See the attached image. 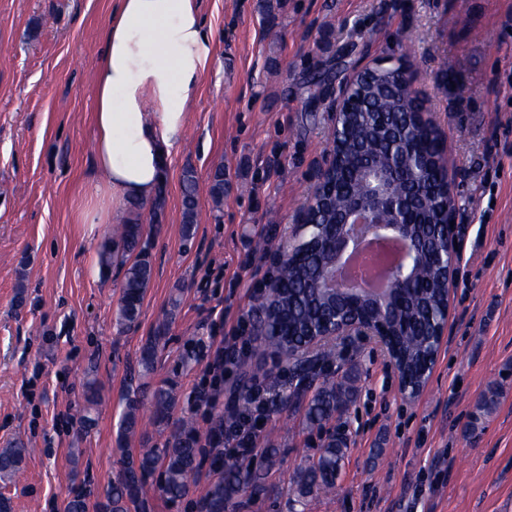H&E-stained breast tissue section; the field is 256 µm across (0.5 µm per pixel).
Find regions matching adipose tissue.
I'll list each match as a JSON object with an SVG mask.
<instances>
[{
	"mask_svg": "<svg viewBox=\"0 0 512 512\" xmlns=\"http://www.w3.org/2000/svg\"><path fill=\"white\" fill-rule=\"evenodd\" d=\"M199 0H115L95 71L97 177L84 224L148 203L181 143L209 61Z\"/></svg>",
	"mask_w": 512,
	"mask_h": 512,
	"instance_id": "obj_1",
	"label": "adipose tissue"
}]
</instances>
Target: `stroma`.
I'll list each match as a JSON object with an SVG mask.
<instances>
[{
  "instance_id": "35a3bbf8",
  "label": "stroma",
  "mask_w": 512,
  "mask_h": 512,
  "mask_svg": "<svg viewBox=\"0 0 512 512\" xmlns=\"http://www.w3.org/2000/svg\"><path fill=\"white\" fill-rule=\"evenodd\" d=\"M277 38L258 0H201L211 27L203 77L159 203L129 206L148 225L152 279L139 323L118 333L124 275L101 276L98 251L113 224H83L94 179V76L113 0H0V448H28L19 473L0 479L12 512H63L74 491L96 504L118 471L117 423L125 378L142 344L168 321L155 381L175 388L173 419L196 420L208 447L237 409L240 366L260 368L277 392L298 378L260 348L254 325L274 253L286 246L331 145L327 107L360 62L413 38L415 88L442 130L459 224L457 285L448 330L421 393L403 396L375 339L339 340L334 379L351 374L352 403L338 422L347 440L330 497L305 512H512V0H272ZM336 78L311 88L314 72ZM226 170L221 208L208 194ZM197 178L196 230L185 238V170ZM236 339L212 406L193 390L224 337ZM501 398L470 433L480 395ZM95 391V426L76 419ZM311 388L263 419L264 445L249 463L261 497L233 512H293L292 476L325 431L304 420ZM218 477L203 461L183 499L150 479L145 512H195Z\"/></svg>"
}]
</instances>
